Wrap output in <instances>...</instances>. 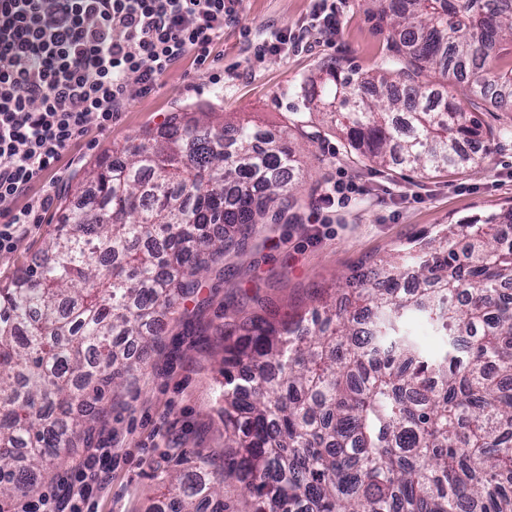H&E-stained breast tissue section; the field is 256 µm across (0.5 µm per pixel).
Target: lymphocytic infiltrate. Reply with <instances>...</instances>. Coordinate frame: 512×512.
<instances>
[{"label": "lymphocytic infiltrate", "instance_id": "1", "mask_svg": "<svg viewBox=\"0 0 512 512\" xmlns=\"http://www.w3.org/2000/svg\"><path fill=\"white\" fill-rule=\"evenodd\" d=\"M241 0H0V253L35 207L15 202L90 128L107 130L132 95L223 37ZM136 85H129V77ZM112 451L77 459L60 485L23 512H82Z\"/></svg>", "mask_w": 512, "mask_h": 512}]
</instances>
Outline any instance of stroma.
<instances>
[{"label": "stroma", "instance_id": "35a3bbf8", "mask_svg": "<svg viewBox=\"0 0 512 512\" xmlns=\"http://www.w3.org/2000/svg\"><path fill=\"white\" fill-rule=\"evenodd\" d=\"M312 5L242 0L237 22L225 25L205 62L186 57L154 93L131 98L110 129L77 138L27 196L51 197L52 206L36 210L15 250L0 254L1 284L39 263L61 207L86 196L89 169L127 139L161 132L173 112H209L222 123L248 121L288 136L304 167L294 218L258 225L242 251L226 254L222 267L204 277L189 315L166 320L146 368L97 404L93 444L111 449L112 471L92 495L93 512H148L162 493L157 474L186 471L199 455L223 447L215 408L224 339L216 326L261 305L281 316L303 312L361 267L441 225L512 208V112L476 102L465 80H449L448 90L492 133L473 145L483 159L479 168L423 172L372 164L349 150L329 115L306 108L301 87L322 65L370 74L388 52V34L367 14L365 0H336L339 24L331 35L302 31ZM284 29L303 33L302 42L284 55L255 58V45ZM339 180L354 182L357 193L317 211L320 195Z\"/></svg>", "mask_w": 512, "mask_h": 512}]
</instances>
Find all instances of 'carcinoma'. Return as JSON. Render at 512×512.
<instances>
[{
    "label": "carcinoma",
    "mask_w": 512,
    "mask_h": 512,
    "mask_svg": "<svg viewBox=\"0 0 512 512\" xmlns=\"http://www.w3.org/2000/svg\"><path fill=\"white\" fill-rule=\"evenodd\" d=\"M390 53L370 75L327 66L304 87L349 147L419 171L477 167L488 135L425 79L466 76L512 110V0H371ZM92 171L41 263L0 285V512L86 440L74 413L121 387L161 318L197 295L224 252L297 202L288 140L208 113L168 118ZM210 224L221 225L215 236ZM512 211L449 224L380 261L359 287L224 335L218 412L250 512H512ZM425 319L435 354L408 328ZM159 476L153 512H230L224 472Z\"/></svg>",
    "instance_id": "1"
}]
</instances>
